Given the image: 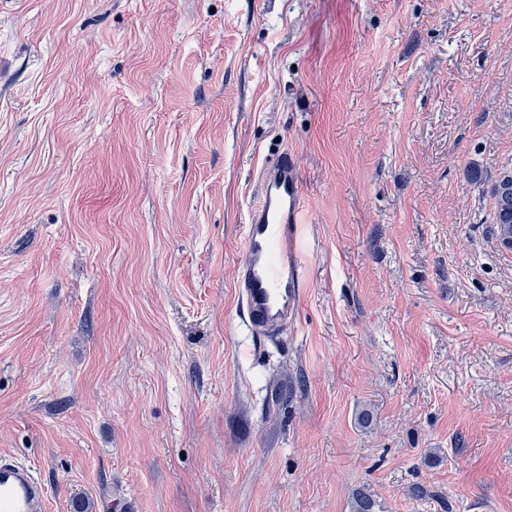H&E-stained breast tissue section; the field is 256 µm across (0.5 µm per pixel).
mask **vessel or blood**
<instances>
[{
    "label": "vessel or blood",
    "mask_w": 512,
    "mask_h": 512,
    "mask_svg": "<svg viewBox=\"0 0 512 512\" xmlns=\"http://www.w3.org/2000/svg\"><path fill=\"white\" fill-rule=\"evenodd\" d=\"M261 194L244 229L235 288L252 333H282L298 312L307 205L296 154L280 152L258 172ZM43 483L29 466L0 459V512H47Z\"/></svg>",
    "instance_id": "1"
}]
</instances>
